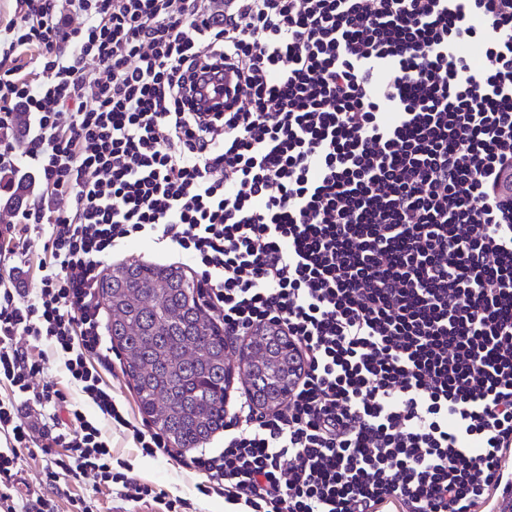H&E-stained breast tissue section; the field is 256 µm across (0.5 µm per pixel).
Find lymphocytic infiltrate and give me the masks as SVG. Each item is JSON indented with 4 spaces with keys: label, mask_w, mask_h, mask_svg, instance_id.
Segmentation results:
<instances>
[{
    "label": "lymphocytic infiltrate",
    "mask_w": 512,
    "mask_h": 512,
    "mask_svg": "<svg viewBox=\"0 0 512 512\" xmlns=\"http://www.w3.org/2000/svg\"><path fill=\"white\" fill-rule=\"evenodd\" d=\"M17 0L0 54V165L43 188L35 292L0 274V512H55L13 484L93 476L159 512L187 500L119 471L50 356L131 426L96 286L149 236L188 256L228 339L279 328L300 370L281 409L241 402L190 467L244 512H477L512 453V0ZM31 50L30 75L15 66ZM104 79L85 94V72ZM32 115L23 152L10 134ZM71 209H52L57 197ZM48 345L32 359L29 350ZM52 408L36 429L25 410ZM52 456L42 454L37 448L34 455L29 454L27 450L22 451L21 459L18 462L14 484L18 491L24 493L27 485H38L44 479V471L50 466Z\"/></svg>",
    "instance_id": "lymphocytic-infiltrate-1"
}]
</instances>
